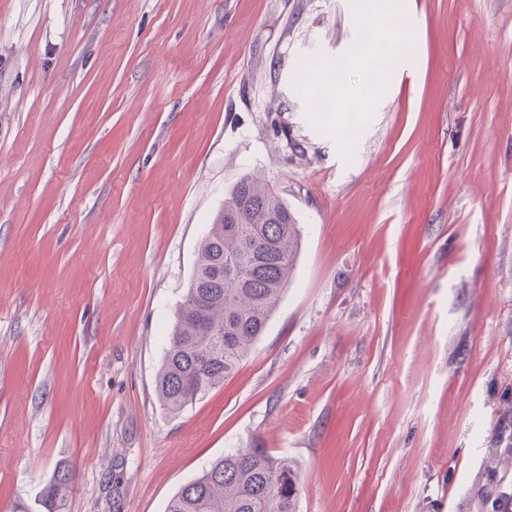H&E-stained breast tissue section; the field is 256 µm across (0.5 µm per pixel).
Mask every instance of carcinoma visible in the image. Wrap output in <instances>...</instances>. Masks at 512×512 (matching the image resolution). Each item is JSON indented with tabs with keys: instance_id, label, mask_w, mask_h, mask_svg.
Here are the masks:
<instances>
[{
	"instance_id": "carcinoma-1",
	"label": "carcinoma",
	"mask_w": 512,
	"mask_h": 512,
	"mask_svg": "<svg viewBox=\"0 0 512 512\" xmlns=\"http://www.w3.org/2000/svg\"><path fill=\"white\" fill-rule=\"evenodd\" d=\"M301 244L296 218L261 177L243 175L201 240L157 375L161 404L180 411L224 382L250 353L291 282ZM67 471L45 486L48 512L66 496ZM294 462L264 448L214 460L166 512H296Z\"/></svg>"
}]
</instances>
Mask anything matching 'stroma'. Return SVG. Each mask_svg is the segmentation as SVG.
I'll return each instance as SVG.
<instances>
[{
    "mask_svg": "<svg viewBox=\"0 0 512 512\" xmlns=\"http://www.w3.org/2000/svg\"><path fill=\"white\" fill-rule=\"evenodd\" d=\"M350 158L293 86L350 0H0V512H165L240 448L297 512H493L512 411V0H402ZM301 248L263 336L177 413L156 393L198 245L245 173ZM68 471H58L52 480L45 486L42 493V501L48 512H56V508L66 496L70 483Z\"/></svg>",
    "mask_w": 512,
    "mask_h": 512,
    "instance_id": "35a3bbf8",
    "label": "stroma"
}]
</instances>
